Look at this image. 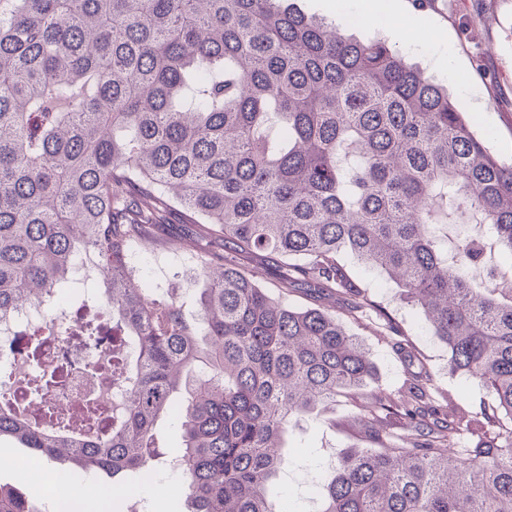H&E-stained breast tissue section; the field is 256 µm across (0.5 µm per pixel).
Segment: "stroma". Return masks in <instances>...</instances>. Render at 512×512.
Here are the masks:
<instances>
[{
  "mask_svg": "<svg viewBox=\"0 0 512 512\" xmlns=\"http://www.w3.org/2000/svg\"><path fill=\"white\" fill-rule=\"evenodd\" d=\"M302 12L330 21L352 13L371 20L372 30L390 43L437 83L447 87L458 108L465 112L473 129L486 138V145L500 160L512 162V0H433L418 9L413 0H293ZM133 270L147 291L156 295L176 294L191 301L205 282L196 274L198 245L184 240L177 249L162 250L147 243L134 244ZM342 262L350 277L365 289L380 308L376 318L352 313L343 301L328 304L337 317L357 334L372 353L377 366L373 393L397 390L410 368L393 349L382 322L389 319L412 339L417 357L431 374L439 391L464 395L468 405L489 401V394L476 383L448 373L445 347L422 328L416 309L402 303L396 286L386 277L344 255ZM478 285H512V259L499 248L487 249L480 268L467 272ZM345 397L321 407L317 416L303 418L283 437L288 466L270 486L275 512H318L316 486L321 472L348 448L365 442L340 428L341 420L353 411ZM156 442L164 453L154 461L156 480L165 493L142 484L138 476L111 477L71 471L66 483L46 486L22 482L17 473L0 468V484L9 485L23 496L46 505L53 496L67 499L111 500L112 496L136 504L139 512H177L184 497V481L169 466L170 457L180 452L181 431L176 419L163 418L156 425Z\"/></svg>",
  "mask_w": 512,
  "mask_h": 512,
  "instance_id": "35a3bbf8",
  "label": "stroma"
}]
</instances>
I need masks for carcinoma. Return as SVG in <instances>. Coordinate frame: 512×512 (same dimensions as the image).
<instances>
[{
	"label": "carcinoma",
	"mask_w": 512,
	"mask_h": 512,
	"mask_svg": "<svg viewBox=\"0 0 512 512\" xmlns=\"http://www.w3.org/2000/svg\"><path fill=\"white\" fill-rule=\"evenodd\" d=\"M450 210L479 215L512 258V163L383 36L287 0H0V320L93 258L112 272L123 396L106 428L80 430L0 400V438L116 476L158 455L157 421L175 412L183 512H274L282 434L375 374L335 314L288 303L306 285L375 308L347 252L395 282L448 372L492 401H431L425 369L375 395L346 423L371 447L338 458L320 512H512V286H471L484 238L448 257L432 225ZM190 234L215 243L197 255L192 318L130 263L136 242ZM254 251L277 262L278 296L230 257ZM0 512L42 509L1 485Z\"/></svg>",
	"instance_id": "carcinoma-1"
}]
</instances>
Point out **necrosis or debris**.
Segmentation results:
<instances>
[{
	"instance_id": "4bbe7bcc",
	"label": "necrosis or debris",
	"mask_w": 512,
	"mask_h": 512,
	"mask_svg": "<svg viewBox=\"0 0 512 512\" xmlns=\"http://www.w3.org/2000/svg\"><path fill=\"white\" fill-rule=\"evenodd\" d=\"M76 278L84 287L81 305L57 302L53 298L23 306L14 316L0 322V338L23 330L39 348L36 359L0 351V398L6 397L27 408L43 411L52 406L61 416H91L107 423L112 414V339L101 336L99 342L86 341L94 320L92 310L101 309L97 289L103 275L97 266L78 261ZM63 370L58 384L45 391H35L41 375Z\"/></svg>"
}]
</instances>
